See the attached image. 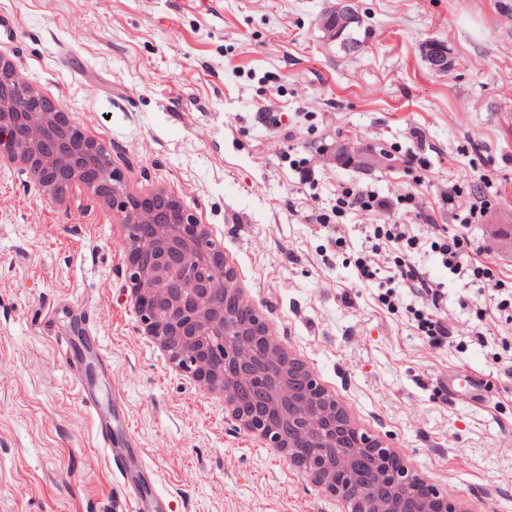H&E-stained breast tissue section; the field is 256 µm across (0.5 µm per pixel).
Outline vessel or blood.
I'll list each match as a JSON object with an SVG mask.
<instances>
[{
  "mask_svg": "<svg viewBox=\"0 0 512 512\" xmlns=\"http://www.w3.org/2000/svg\"><path fill=\"white\" fill-rule=\"evenodd\" d=\"M50 338L63 354V362L76 384L84 382V362L77 355V348L69 332L55 330L53 325L45 327ZM439 388L454 400L476 399L481 390V380L472 375L452 374L441 377ZM92 412V434L101 454L89 458L88 467H96L99 461H107L121 479L122 492L119 501L113 504V512H143L152 507L154 512H168L170 502L157 485L153 468L145 460L137 439L125 430L122 438H115L114 428L126 422L125 408L120 399H113L111 409H104L94 399H87ZM133 503V510H125V503Z\"/></svg>",
  "mask_w": 512,
  "mask_h": 512,
  "instance_id": "1",
  "label": "vessel or blood"
}]
</instances>
